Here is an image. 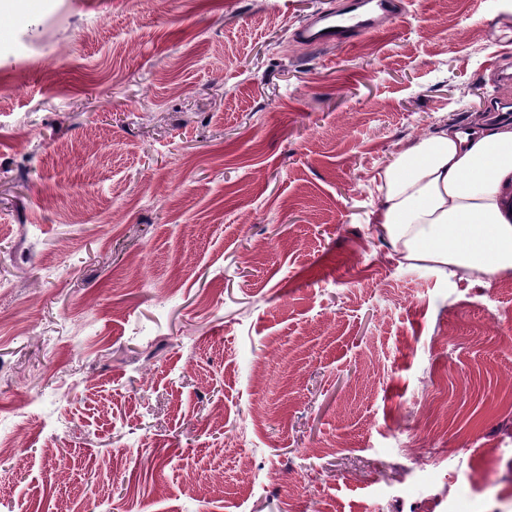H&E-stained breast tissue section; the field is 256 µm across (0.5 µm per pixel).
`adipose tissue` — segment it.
<instances>
[{
    "label": "adipose tissue",
    "mask_w": 512,
    "mask_h": 512,
    "mask_svg": "<svg viewBox=\"0 0 512 512\" xmlns=\"http://www.w3.org/2000/svg\"><path fill=\"white\" fill-rule=\"evenodd\" d=\"M374 184L367 221L402 261L477 283L512 273V121L448 123L399 144Z\"/></svg>",
    "instance_id": "adipose-tissue-1"
}]
</instances>
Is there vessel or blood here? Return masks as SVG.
I'll return each instance as SVG.
<instances>
[{
    "label": "vessel or blood",
    "mask_w": 512,
    "mask_h": 512,
    "mask_svg": "<svg viewBox=\"0 0 512 512\" xmlns=\"http://www.w3.org/2000/svg\"><path fill=\"white\" fill-rule=\"evenodd\" d=\"M395 13V0H348L345 7L325 9L301 25L295 37L308 46H338L375 33L379 20Z\"/></svg>",
    "instance_id": "vessel-or-blood-1"
}]
</instances>
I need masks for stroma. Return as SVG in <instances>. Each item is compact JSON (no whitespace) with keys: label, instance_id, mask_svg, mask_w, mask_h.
I'll return each mask as SVG.
<instances>
[{"label":"stroma","instance_id":"35a3bbf8","mask_svg":"<svg viewBox=\"0 0 512 512\" xmlns=\"http://www.w3.org/2000/svg\"><path fill=\"white\" fill-rule=\"evenodd\" d=\"M342 2L0 16V512H512V276L365 220L399 143L512 99V0L291 44Z\"/></svg>","mask_w":512,"mask_h":512}]
</instances>
